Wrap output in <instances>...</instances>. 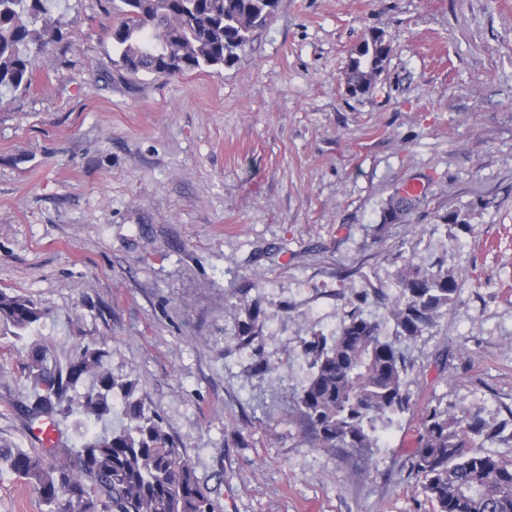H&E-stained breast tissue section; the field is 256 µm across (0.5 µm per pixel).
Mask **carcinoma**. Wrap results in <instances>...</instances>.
Returning a JSON list of instances; mask_svg holds the SVG:
<instances>
[{"label":"carcinoma","instance_id":"cac0c4a2","mask_svg":"<svg viewBox=\"0 0 512 512\" xmlns=\"http://www.w3.org/2000/svg\"><path fill=\"white\" fill-rule=\"evenodd\" d=\"M58 0H0V90L32 82L40 56L55 41L53 10ZM277 0H116L113 46L130 73L168 77L219 68L238 58L253 32L267 24ZM381 33L365 37L349 55L347 83L370 88L388 58ZM399 292L388 305L395 335L417 339L433 333L459 286L443 263L410 262L398 273ZM367 293L349 299L351 310L339 332L304 344L312 375L295 400L297 420L321 448L368 460L376 442L367 426L413 405L405 387L408 366L381 324L364 317ZM236 339L250 345L265 317L240 290L231 305ZM42 310L31 300L0 291V323L25 330ZM106 351L86 345L61 362L43 345L24 363L34 386L27 413L55 420L79 415L101 421L122 396L126 425L88 432L79 443L29 451L0 447V469L31 487L43 512H218L161 419L136 394V383L118 381L103 369ZM501 430L479 409L448 411L437 402L421 412L411 475L437 512H512V462L484 450Z\"/></svg>","mask_w":512,"mask_h":512}]
</instances>
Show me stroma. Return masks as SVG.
Listing matches in <instances>:
<instances>
[{
	"label": "stroma",
	"instance_id": "obj_1",
	"mask_svg": "<svg viewBox=\"0 0 512 512\" xmlns=\"http://www.w3.org/2000/svg\"><path fill=\"white\" fill-rule=\"evenodd\" d=\"M54 16L31 85L0 98V290L43 311L0 324V446L41 445L29 349L101 343L223 512H434L410 474L421 407L512 433V0H278L233 64L170 78L120 66L110 0ZM373 32L391 51L353 97L346 62ZM409 260L459 284L415 340L385 310ZM242 288L266 312L255 348L235 339ZM362 290L416 402L375 421L367 464L291 412L304 342ZM258 348L274 373L252 371ZM0 512L43 506L5 470Z\"/></svg>",
	"mask_w": 512,
	"mask_h": 512
}]
</instances>
